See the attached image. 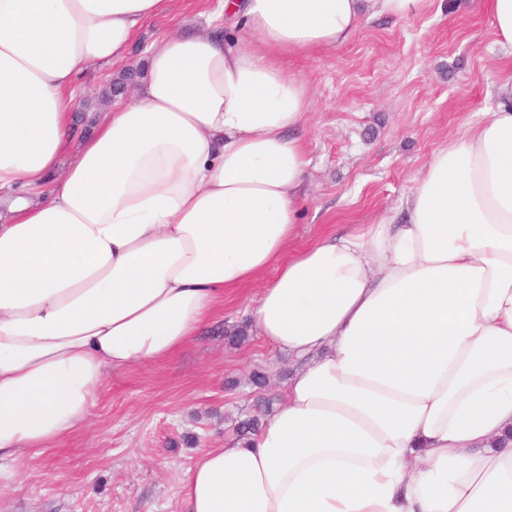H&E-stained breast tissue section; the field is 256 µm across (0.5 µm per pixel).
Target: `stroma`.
<instances>
[{
	"label": "stroma",
	"instance_id": "stroma-1",
	"mask_svg": "<svg viewBox=\"0 0 512 512\" xmlns=\"http://www.w3.org/2000/svg\"><path fill=\"white\" fill-rule=\"evenodd\" d=\"M204 5L174 0L147 22L128 65H142L144 45L164 34L204 33ZM503 61L485 0H429L419 15L372 20L347 45L290 58L313 95L294 248L392 212L433 150L488 119ZM256 293L238 289L171 359L111 375L85 427L0 477V512H179L199 452L234 441L244 415L283 402L287 354L233 337ZM258 367L261 389L250 382Z\"/></svg>",
	"mask_w": 512,
	"mask_h": 512
}]
</instances>
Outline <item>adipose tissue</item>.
Returning <instances> with one entry per match:
<instances>
[{
  "label": "adipose tissue",
  "mask_w": 512,
  "mask_h": 512,
  "mask_svg": "<svg viewBox=\"0 0 512 512\" xmlns=\"http://www.w3.org/2000/svg\"><path fill=\"white\" fill-rule=\"evenodd\" d=\"M171 3L0 0V463L257 282L284 402L199 454L180 512H512V70L396 215L292 252L311 93L289 57L428 0H212L209 32L148 46L136 94L79 135L82 75Z\"/></svg>",
  "instance_id": "adipose-tissue-1"
}]
</instances>
